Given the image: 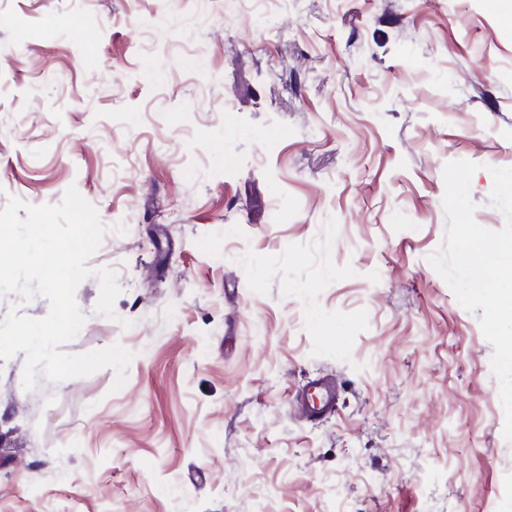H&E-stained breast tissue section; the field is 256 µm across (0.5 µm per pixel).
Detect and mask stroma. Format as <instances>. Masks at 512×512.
<instances>
[{
	"label": "stroma",
	"mask_w": 512,
	"mask_h": 512,
	"mask_svg": "<svg viewBox=\"0 0 512 512\" xmlns=\"http://www.w3.org/2000/svg\"><path fill=\"white\" fill-rule=\"evenodd\" d=\"M501 229L500 0H0V208L107 228L115 373L0 359V512H512L493 348L429 263L447 162ZM340 381L316 422L296 407Z\"/></svg>",
	"instance_id": "stroma-1"
}]
</instances>
